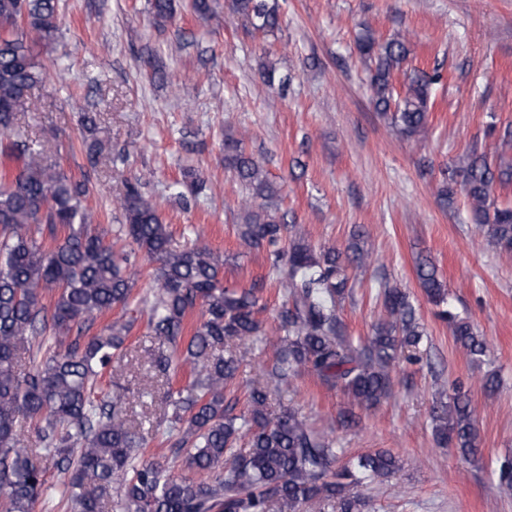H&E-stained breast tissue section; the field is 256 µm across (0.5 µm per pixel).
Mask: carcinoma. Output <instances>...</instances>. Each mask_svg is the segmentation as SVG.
Instances as JSON below:
<instances>
[{
	"mask_svg": "<svg viewBox=\"0 0 512 512\" xmlns=\"http://www.w3.org/2000/svg\"><path fill=\"white\" fill-rule=\"evenodd\" d=\"M187 7L201 20L215 17L212 0H189ZM230 9L256 32L279 27L270 0H231ZM57 11L58 0H0V140H6L0 155L10 162L0 172V512H34L51 488L41 465L45 456L55 458L63 474L62 499L71 512H104L114 494L124 512H295L314 499L335 501L339 512H362L365 502L354 488L394 473L396 459L377 452L335 469L341 452L336 439L314 432L291 407L270 413L268 397L311 372L354 406L380 403L391 391L398 353L423 336L406 293L380 281L378 296L388 318L353 345L338 308L348 268L370 263L362 234L343 251L317 249L300 238L283 245L288 225L280 213L281 188L240 140L229 143L224 155L246 196L237 235L248 250H269L267 280L281 295L276 339L261 335L257 320L265 308L264 283L226 286L224 260L208 246H173L141 182L127 185L119 201L123 222L109 238L83 205L89 182L47 160L20 124L29 91L46 76L33 46L57 41ZM176 12L175 0H151L157 19ZM358 49L370 73L375 109L401 133L426 138L438 75H409L400 92L394 72L409 54L407 38L367 35ZM508 183L511 165L493 164L474 150L448 173L440 196L451 206L463 193L478 230L511 254L512 206L498 207L492 199L495 186ZM172 188L183 199L201 194L206 182L186 168ZM141 255L157 266L149 289L137 293L126 269ZM416 274L427 296L444 303L435 266L422 261ZM117 305L129 317L91 333L97 318ZM143 306L158 350L155 369L167 377L189 368L187 383L166 391V427L157 440L174 455H185L188 474L140 460L149 441L131 431L125 418L132 393L93 398L112 361L127 355L125 342ZM197 309L200 318L191 324L188 317ZM441 315L455 342L481 361L486 344L471 324L449 310ZM234 340L246 349L273 347L271 367L245 391L246 407L238 414L225 399L240 358L221 352ZM19 418L33 431L35 447L24 445L15 428ZM433 421L437 443L464 455L476 447V421L462 388L440 403Z\"/></svg>",
	"mask_w": 512,
	"mask_h": 512,
	"instance_id": "carcinoma-1",
	"label": "carcinoma"
}]
</instances>
